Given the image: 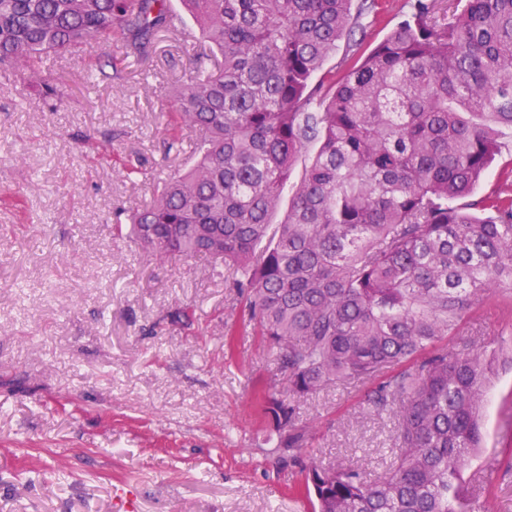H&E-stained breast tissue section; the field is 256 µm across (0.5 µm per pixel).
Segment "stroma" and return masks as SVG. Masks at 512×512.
Returning <instances> with one entry per match:
<instances>
[{
	"label": "stroma",
	"instance_id": "1",
	"mask_svg": "<svg viewBox=\"0 0 512 512\" xmlns=\"http://www.w3.org/2000/svg\"><path fill=\"white\" fill-rule=\"evenodd\" d=\"M201 44L188 21L114 75L117 36L52 58L67 89L52 106L0 72V512H312L292 492L297 467H276L262 442L254 393L276 368L223 271L156 259L113 230L184 162L166 152L162 112ZM181 309L189 324L172 322ZM438 346H512V304L475 305ZM371 388L298 401L322 465L384 475L395 420L368 409ZM483 415L463 476L494 469L479 505L512 512V367L495 369Z\"/></svg>",
	"mask_w": 512,
	"mask_h": 512
}]
</instances>
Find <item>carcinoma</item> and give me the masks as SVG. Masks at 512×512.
Returning <instances> with one entry per match:
<instances>
[{
  "mask_svg": "<svg viewBox=\"0 0 512 512\" xmlns=\"http://www.w3.org/2000/svg\"><path fill=\"white\" fill-rule=\"evenodd\" d=\"M180 3L205 45L164 116L167 150L195 132L194 162L116 234L224 267L288 382L287 399L256 391L270 454L301 466L293 491L314 512H480L462 471L484 443L485 383L512 352L433 347L487 292H512V195L486 196L485 216L466 202L512 129V0H457L450 19L412 0L337 72L327 59L358 44L380 0ZM179 31L170 0H0V69L58 100L50 56L118 33L143 64ZM351 380L377 382L368 408L397 422L381 478L303 458L293 400Z\"/></svg>",
  "mask_w": 512,
  "mask_h": 512,
  "instance_id": "1",
  "label": "carcinoma"
}]
</instances>
